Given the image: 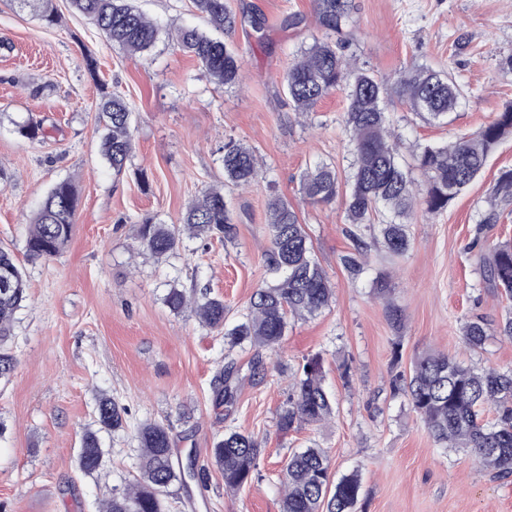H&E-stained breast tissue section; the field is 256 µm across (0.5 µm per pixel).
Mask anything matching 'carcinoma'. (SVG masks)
Listing matches in <instances>:
<instances>
[{
    "instance_id": "obj_1",
    "label": "carcinoma",
    "mask_w": 512,
    "mask_h": 512,
    "mask_svg": "<svg viewBox=\"0 0 512 512\" xmlns=\"http://www.w3.org/2000/svg\"><path fill=\"white\" fill-rule=\"evenodd\" d=\"M196 9L215 27L227 33L239 20L225 0H193ZM71 7L100 29L113 44L128 55L142 57L156 41L159 27L132 4V0H70ZM319 26L326 38L315 39L299 58L288 65L283 84L297 112H309L328 94L340 89L348 101L344 123L349 133L352 157L346 179L347 236L353 249L341 256V264L353 275L367 265V244L362 225L372 223L379 208L392 218L380 224L386 251L400 257L411 247L408 224L417 204L428 213L445 210L480 175L488 155L506 137L512 136V105L479 131L462 134L441 144L415 145L413 165L404 169L397 160L400 141L388 140L390 120L381 106L386 87H391L412 112H423L442 122L455 111L465 90L452 76L429 67L399 70L391 82L376 78L363 68H355L344 54L340 34L353 22L349 0H316ZM180 50L193 57L215 82L232 86L242 78L241 59L224 41L197 29H182ZM102 124L100 153L114 173L122 175L133 151L132 112L114 94H102L98 104ZM26 139L44 136L42 125L30 121L15 123ZM224 180L238 186L258 182L260 173L252 148L230 140L224 143ZM424 180L422 197L414 190L413 172ZM335 167L319 162L304 172L301 193L316 204L332 203L338 193ZM512 201V169L499 173L492 190L490 208L483 224L498 219V207ZM77 195L69 180L57 182L31 219L26 238V257L31 262L59 254L70 242L76 224ZM269 248L264 263L272 281L252 294L244 320L225 328L226 307L221 297L190 294L172 287L164 296L170 311L178 314L192 309L202 325L224 333L225 343L235 347L273 350L283 341L288 317L314 316L328 307L334 292L331 283L312 255V245L299 222L294 205L274 195L267 202ZM182 224L194 238L232 233V219L224 191L209 187L185 210ZM137 242L157 259L170 257L183 247L179 227L158 224L151 218L139 223ZM482 253L480 270L491 293L512 299V244L475 240ZM28 288L22 267L10 249L0 247V379L14 369L11 342L17 313L27 306ZM489 336L482 320L465 323L462 343L476 350ZM324 359L315 354L298 365L288 401L277 420V429L286 434L305 425L329 420L334 401L324 387ZM242 378L229 363L214 381L215 400L232 413L237 405ZM391 387L405 396L411 409L441 448L467 453L472 461L497 475H512V370L466 365L445 353L424 352L412 362L409 374H395ZM492 408L495 421L481 419L480 409ZM128 409L119 401L100 394L94 407V421L80 440L76 463L87 475L98 474L105 463L102 434L128 428ZM137 441L138 474L122 488L106 490L99 512H167L164 497L171 485L191 479L203 485L206 471L193 465L176 464L174 439L162 422L146 421L134 429ZM263 448L249 432L228 429L211 451L212 465L224 478V488L237 491L252 481ZM362 482L353 471L334 480L331 463L321 448L308 447L293 452L284 467L282 512H358Z\"/></svg>"
}]
</instances>
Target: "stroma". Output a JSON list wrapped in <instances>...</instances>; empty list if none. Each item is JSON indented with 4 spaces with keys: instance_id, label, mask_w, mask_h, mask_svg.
Returning a JSON list of instances; mask_svg holds the SVG:
<instances>
[{
    "instance_id": "stroma-1",
    "label": "stroma",
    "mask_w": 512,
    "mask_h": 512,
    "mask_svg": "<svg viewBox=\"0 0 512 512\" xmlns=\"http://www.w3.org/2000/svg\"><path fill=\"white\" fill-rule=\"evenodd\" d=\"M234 13L264 15V37L236 27L226 43L243 58L242 86L217 84L177 47L185 26L213 34L193 0H135L162 33L144 58L112 46L69 0H51L58 22L0 0V245L22 262L30 302L15 323V368L0 379V512H98L101 486H124L137 474L131 431L107 436L102 480L84 475L76 455L106 392L130 411L132 423L169 426L178 453L194 452L208 471L205 485L175 484L168 512H281L282 470L289 452L324 449L334 476L359 471L362 512H512V476L499 477L435 445L407 400L392 395V374L435 350L479 367L512 368V341L488 337L464 350L461 326L482 318L497 324L512 301L487 291L471 250L475 228L500 171L512 168V136L488 157L480 176L447 209L416 214L411 249L388 257L366 234L369 265L351 275L340 258L353 247L345 233L346 196L333 205L302 200L299 184L316 163L348 169L344 112L334 91L313 112H295L282 75L321 31L315 0H226ZM349 55L359 67L390 78L403 66L450 71L468 96L447 124L428 123L396 96L387 108L400 137L399 158L411 164L415 143H444L473 132L512 102V0H351ZM95 73H88L86 57ZM123 96L136 116L134 149L123 175L99 152L96 104L101 91ZM43 125L39 141L21 138L18 121ZM251 147L262 178L241 188L226 183L225 139ZM78 192L71 241L58 255L25 259L27 223L58 181ZM223 186L233 237L202 244L189 238L179 254L155 260L135 235L147 216L179 223L202 190ZM293 201L314 255L334 288L314 317L292 318L265 375L244 379L233 413L216 403L212 381L228 360L248 371L252 349L229 348L195 315L171 312V287L208 289L223 297L227 325L246 312L267 278L270 196ZM388 273L405 310L395 329L373 280ZM321 354L336 413L322 425L278 432L292 375L303 358ZM251 432L264 446L258 474L236 493L210 463L225 429Z\"/></svg>"
}]
</instances>
